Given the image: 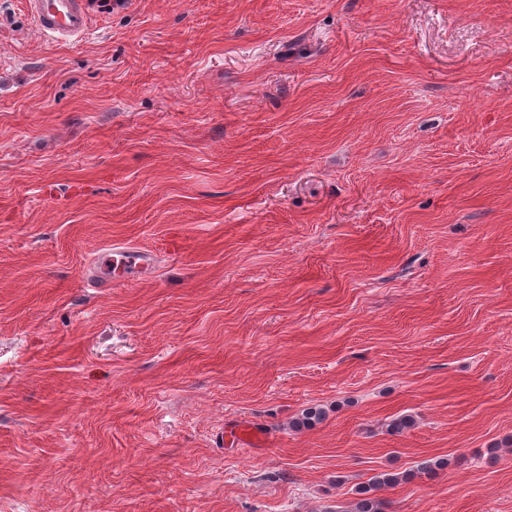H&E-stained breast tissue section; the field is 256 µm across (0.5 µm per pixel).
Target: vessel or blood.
Listing matches in <instances>:
<instances>
[{
	"instance_id": "obj_1",
	"label": "vessel or blood",
	"mask_w": 512,
	"mask_h": 512,
	"mask_svg": "<svg viewBox=\"0 0 512 512\" xmlns=\"http://www.w3.org/2000/svg\"><path fill=\"white\" fill-rule=\"evenodd\" d=\"M25 6L36 28L51 42L77 41L89 28L87 0H25ZM111 254V270H103L96 260L88 265L85 281L89 287L106 288L114 281H133L156 271L157 255L148 249L116 243Z\"/></svg>"
}]
</instances>
